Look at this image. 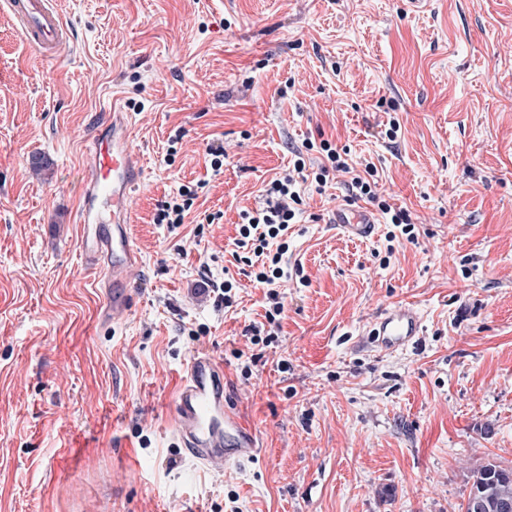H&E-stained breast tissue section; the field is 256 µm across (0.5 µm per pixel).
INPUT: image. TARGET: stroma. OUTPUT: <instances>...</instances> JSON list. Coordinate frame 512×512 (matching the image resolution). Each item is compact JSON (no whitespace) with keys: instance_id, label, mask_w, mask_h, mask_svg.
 I'll return each mask as SVG.
<instances>
[{"instance_id":"stroma-1","label":"stroma","mask_w":512,"mask_h":512,"mask_svg":"<svg viewBox=\"0 0 512 512\" xmlns=\"http://www.w3.org/2000/svg\"><path fill=\"white\" fill-rule=\"evenodd\" d=\"M59 10L74 39L57 64L0 12V512H460L474 468L512 466V0ZM116 96L145 177L129 204L143 286L112 325L77 207L85 141ZM321 135L375 163L417 240L336 229L335 177L290 230L310 284L282 283L278 341L256 345L265 294L233 258L236 226ZM184 185L198 197L171 231L156 214ZM228 273L227 310L206 281ZM402 303L416 344L371 348L375 318ZM196 348L223 360L259 436L258 460L225 476L175 430Z\"/></svg>"}]
</instances>
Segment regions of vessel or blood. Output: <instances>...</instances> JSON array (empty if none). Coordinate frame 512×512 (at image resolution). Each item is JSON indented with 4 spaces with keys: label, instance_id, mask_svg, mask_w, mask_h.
I'll use <instances>...</instances> for the list:
<instances>
[{
    "label": "vessel or blood",
    "instance_id": "b4317fda",
    "mask_svg": "<svg viewBox=\"0 0 512 512\" xmlns=\"http://www.w3.org/2000/svg\"><path fill=\"white\" fill-rule=\"evenodd\" d=\"M0 8L17 20L30 48L42 59L59 62L70 42L68 26L54 0H0ZM77 211L85 264L99 269L107 304L102 320H121L134 301L140 258L130 232L128 201L141 184L139 151L132 145L128 115L113 108L88 139ZM337 228L356 239L375 230L371 212L339 205L331 217ZM419 318L408 305L378 316L370 331L376 348L394 351L412 345ZM176 431L182 448L201 465L234 471L260 453L255 429L230 403L224 366L210 353L193 352L174 403Z\"/></svg>",
    "mask_w": 512,
    "mask_h": 512
}]
</instances>
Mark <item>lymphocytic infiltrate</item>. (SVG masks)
<instances>
[{"label":"lymphocytic infiltrate","mask_w":512,"mask_h":512,"mask_svg":"<svg viewBox=\"0 0 512 512\" xmlns=\"http://www.w3.org/2000/svg\"><path fill=\"white\" fill-rule=\"evenodd\" d=\"M317 152V159H310V152ZM292 169L286 170L263 188L264 205L254 211H244L242 222L237 227L236 245L244 253V264L250 265V278L265 290L269 304L265 312L270 333H263L261 327H253V344L270 346L276 342L273 332L278 326L284 311L283 298L278 290L281 283L298 280L307 285L301 265L288 263V231L295 223L304 204L305 187H313L316 192H325L330 175L348 174L346 183L347 204L365 201L376 206L384 215L392 229L388 231V240L396 236H405L407 241L416 238L415 225L409 211L402 207H393L376 190L374 164H365L363 170H356L348 161L347 150L338 148L328 139L320 142L305 141L300 148L294 149Z\"/></svg>","instance_id":"obj_1"}]
</instances>
